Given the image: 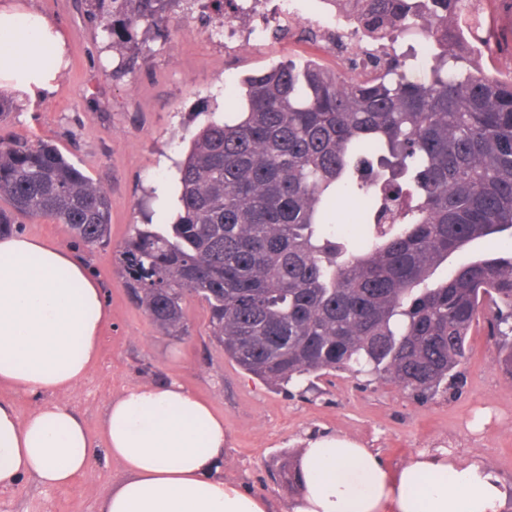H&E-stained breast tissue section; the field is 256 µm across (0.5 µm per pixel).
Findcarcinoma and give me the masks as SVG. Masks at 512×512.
Here are the masks:
<instances>
[{"mask_svg": "<svg viewBox=\"0 0 512 512\" xmlns=\"http://www.w3.org/2000/svg\"><path fill=\"white\" fill-rule=\"evenodd\" d=\"M170 2L91 0L120 55ZM363 2L370 29L435 41L426 75L389 54L352 83L314 61L246 78L241 118L191 141L175 222L136 225L119 273L169 336L188 334L185 296L201 298L224 357L275 389L348 371L433 398L482 314L512 378V255L431 282L449 254L512 229V77L454 53L462 0ZM344 196L366 204L355 235L336 228ZM0 202V232L50 217L108 242L110 199L52 144L0 136Z\"/></svg>", "mask_w": 512, "mask_h": 512, "instance_id": "1", "label": "carcinoma"}]
</instances>
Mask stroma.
<instances>
[{
    "instance_id": "obj_1",
    "label": "stroma",
    "mask_w": 512,
    "mask_h": 512,
    "mask_svg": "<svg viewBox=\"0 0 512 512\" xmlns=\"http://www.w3.org/2000/svg\"><path fill=\"white\" fill-rule=\"evenodd\" d=\"M69 32L68 65L51 97L14 104L0 122V135L51 142L112 201L111 237L90 248L65 225L21 218L20 233L74 251L103 291L110 321L87 376L59 403L80 415L100 440L111 399L124 387L175 381L208 401L224 417L230 441L224 476L264 496L273 512H292L300 493L278 470L282 459L298 460L307 436L336 433L378 452L397 468L421 451L448 449L480 459L512 481V378L497 362L486 319L467 338L458 380L447 393L419 400L394 383L336 371L316 379L311 390L292 385L271 389L224 356L209 336V311L187 296L188 336L163 334L133 303L116 270L115 254L137 224H169L177 212L176 168L193 135L211 120H232L242 111L240 82L281 62L308 60L342 79L345 61L288 35H266L263 45L228 50L217 35L214 7L174 0L166 27L153 29L136 46L128 71L117 72L107 39L90 16L89 0H34ZM489 42L460 53L484 72L512 73V0H485ZM512 253V235L476 240L449 255L437 277L470 261ZM115 461L98 457L68 487L47 488L36 478L0 492V512H99L100 501L124 479Z\"/></svg>"
}]
</instances>
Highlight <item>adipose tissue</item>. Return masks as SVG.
<instances>
[{
    "label": "adipose tissue",
    "mask_w": 512,
    "mask_h": 512,
    "mask_svg": "<svg viewBox=\"0 0 512 512\" xmlns=\"http://www.w3.org/2000/svg\"><path fill=\"white\" fill-rule=\"evenodd\" d=\"M69 35L26 0H0V92L50 91ZM109 314L103 290L70 250L0 235V387L42 396L27 416L0 401V490L23 478L65 487L98 457L125 480L100 512H270L263 497L220 475L224 417L176 382L126 387L109 403L95 446L82 419L55 402L85 377ZM294 512H502L512 484L484 462L419 452L397 469L345 436L306 441Z\"/></svg>",
    "instance_id": "obj_1"
}]
</instances>
